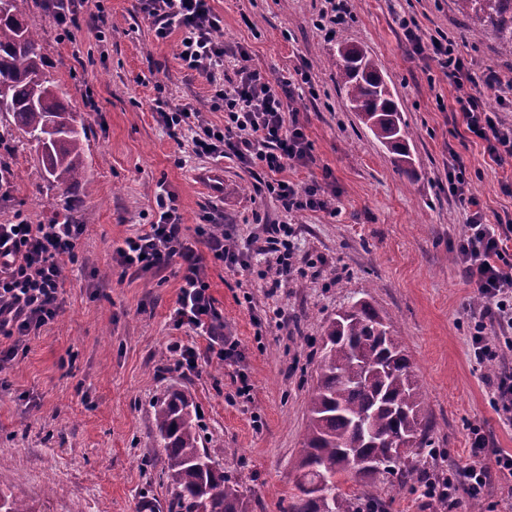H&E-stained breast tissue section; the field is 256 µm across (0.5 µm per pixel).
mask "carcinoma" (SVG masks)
I'll use <instances>...</instances> for the list:
<instances>
[{
    "label": "carcinoma",
    "instance_id": "cac0c4a2",
    "mask_svg": "<svg viewBox=\"0 0 512 512\" xmlns=\"http://www.w3.org/2000/svg\"><path fill=\"white\" fill-rule=\"evenodd\" d=\"M474 39L490 31L512 55V0H456ZM29 0H0V114L27 142L43 145L41 162L58 185L86 173L85 126L58 94L41 38L29 22ZM333 66L347 106L374 138L412 172L409 126L375 60L341 40ZM425 394L394 322L359 299L326 321L310 416L295 466L288 512H385L383 501L342 489L348 481L383 478L403 488L417 479L405 459L429 443ZM195 407L182 391L158 402L154 425L164 453V474L174 488L171 512H245L242 487L200 447ZM412 441L398 450L394 439ZM371 462L356 468L348 450Z\"/></svg>",
    "mask_w": 512,
    "mask_h": 512
}]
</instances>
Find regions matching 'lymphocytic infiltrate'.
I'll list each match as a JSON object with an SVG mask.
<instances>
[{
	"instance_id": "lymphocytic-infiltrate-1",
	"label": "lymphocytic infiltrate",
	"mask_w": 512,
	"mask_h": 512,
	"mask_svg": "<svg viewBox=\"0 0 512 512\" xmlns=\"http://www.w3.org/2000/svg\"><path fill=\"white\" fill-rule=\"evenodd\" d=\"M141 10L153 20L157 38L181 32L178 58L184 69L210 79L223 69L224 44L216 37L223 21L213 12L210 0H141ZM400 26L413 50L437 58L450 83L459 88L455 109L461 112L468 132L485 142L489 157L497 165L511 162L512 126L467 93V86L476 78L455 41L447 36L425 39L415 22L405 18ZM236 76L231 88L215 87L214 102L224 111L223 126L203 124L198 113L159 103L170 136L189 135L191 152L199 158L233 156L246 165H260L269 174L268 192L278 198L286 213L329 210L331 203L318 185H299L281 177L288 165L304 166L311 158L302 128L286 119L283 97L289 80L270 78L245 65ZM448 192L469 206L465 230L456 245V262L484 301L468 336L471 357L483 364L499 357L498 345L486 335L488 321L512 328V252L500 230L485 223L480 204L468 187L465 166L457 158L448 166ZM156 206L157 220L117 247L118 263L124 271L137 272L164 269L173 258H180L182 285L172 315L174 325L208 335L220 360L237 361L235 346L216 331L197 247L205 245L214 259L230 268L243 264V253L228 247L223 235L216 233L213 214H205L202 224L190 233L172 196L158 193ZM84 231V225L67 220L32 224L20 213L13 222L0 224V334L12 340L11 345L0 347V370L17 356V340L38 334L59 316L62 272L66 263L76 262L77 243ZM496 480L512 500V453L496 451L491 470L473 463L444 478H426L423 493L430 501L451 508L460 496L482 495Z\"/></svg>"
}]
</instances>
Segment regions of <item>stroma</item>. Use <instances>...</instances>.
<instances>
[{
    "label": "stroma",
    "mask_w": 512,
    "mask_h": 512,
    "mask_svg": "<svg viewBox=\"0 0 512 512\" xmlns=\"http://www.w3.org/2000/svg\"><path fill=\"white\" fill-rule=\"evenodd\" d=\"M227 50L215 80L186 72L178 34L156 38L137 0H76L67 28L43 0L29 22L41 37L63 102L81 115L86 178L53 184L40 154L0 118V146L9 180L0 187V224L15 213L31 223L68 219L84 225L78 260L61 284L62 311L24 338L0 389V491L30 512H169L173 490L153 428L155 404L174 391L190 394L201 446L246 491L247 512H287L317 380L323 325L340 307L370 301L394 319L425 394L430 444L411 455L419 473L447 476L472 460L473 431L495 450L512 452V426L490 404L491 382L512 370V329L488 333L502 353L478 366L467 345L477 311L473 290L455 260L467 210L448 192V165L460 157L488 223L512 238V165H495L482 140L454 110L457 91L436 58L413 52L399 26L414 19L425 37H454L476 75L494 70L512 79V57L491 36L471 40L454 0H349L350 16L335 35L317 23L327 0H211ZM347 38L379 64L409 125L413 175H406L350 112L330 58ZM249 64L288 78L289 103L310 144L312 161L287 167L282 179L318 183L329 212L283 215L264 192L260 168L223 159L224 196L204 194L193 179L205 160L190 156L167 132L157 100L190 107L223 125L213 109V81L234 79L238 49ZM166 190L188 229L219 209L230 242L246 267L227 268L204 256L205 280L225 335L242 358L228 364L209 354V340L170 315L182 281L174 268L123 273L115 250L139 225L154 221L155 196ZM290 220L296 229L293 272L272 283L273 255L263 253L265 227ZM287 321H278L275 309ZM193 347L194 372L182 371L173 342ZM247 375L250 397L238 394ZM366 492L387 512H436L420 481L403 489L377 479Z\"/></svg>",
    "instance_id": "stroma-1"
}]
</instances>
